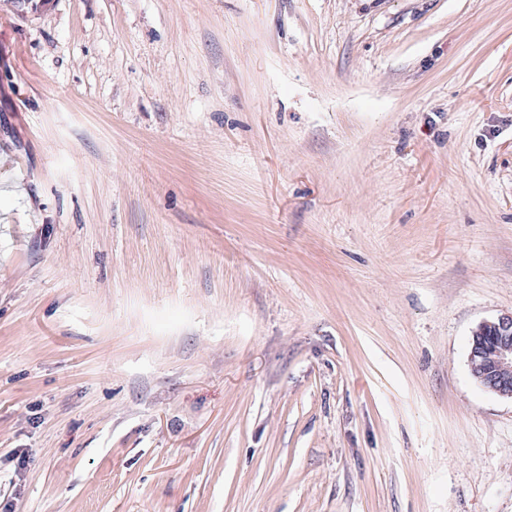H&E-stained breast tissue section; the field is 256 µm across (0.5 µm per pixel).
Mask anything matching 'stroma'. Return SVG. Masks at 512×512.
Returning <instances> with one entry per match:
<instances>
[{"label": "stroma", "mask_w": 512, "mask_h": 512, "mask_svg": "<svg viewBox=\"0 0 512 512\" xmlns=\"http://www.w3.org/2000/svg\"><path fill=\"white\" fill-rule=\"evenodd\" d=\"M512 0H0V512H512ZM468 363L482 388L512 401V314L479 324L470 339Z\"/></svg>", "instance_id": "1"}]
</instances>
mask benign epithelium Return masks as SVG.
Returning a JSON list of instances; mask_svg holds the SVG:
<instances>
[{
  "label": "benign epithelium",
  "mask_w": 512,
  "mask_h": 512,
  "mask_svg": "<svg viewBox=\"0 0 512 512\" xmlns=\"http://www.w3.org/2000/svg\"><path fill=\"white\" fill-rule=\"evenodd\" d=\"M468 363L482 388L512 400V314L479 324L470 339Z\"/></svg>",
  "instance_id": "7a95c632"
}]
</instances>
